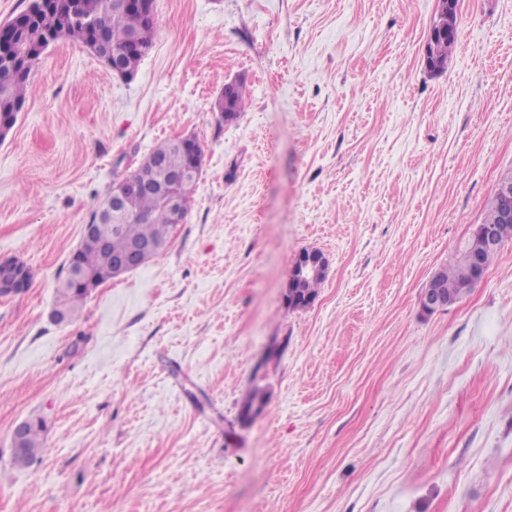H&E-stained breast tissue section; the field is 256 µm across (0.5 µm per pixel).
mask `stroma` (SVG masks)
Masks as SVG:
<instances>
[{
  "mask_svg": "<svg viewBox=\"0 0 512 512\" xmlns=\"http://www.w3.org/2000/svg\"><path fill=\"white\" fill-rule=\"evenodd\" d=\"M154 8L133 81L58 41L0 140V259L33 273L0 295V512H512V243L419 304L512 171V0H457L437 72V0ZM178 136L203 163L168 249L55 322L91 213ZM312 248L328 272L289 310ZM32 417L45 447L18 468ZM440 3V12L437 22L432 25L428 35V42L432 41L438 34H442L444 31L443 27V18L447 16L448 13V23L446 22V26L448 29H455L456 27V6L457 0H439ZM457 41V37L448 38V32L443 34L441 37H436L431 43H429L427 47V60L431 57L434 59L441 68H443L447 62L448 58H450L453 50L455 48V44ZM429 69L432 71L438 70L437 63H434L430 60L427 61ZM216 107L219 112H229L232 114L234 120H237L244 111L245 107V86L244 83L239 81L232 88L230 93L224 98V94L216 102ZM327 270L328 259L324 253H300L291 268L288 278V286L285 289L284 294H293V289L296 288V283L298 280L304 279L306 277L326 275ZM29 420L30 423L25 420L18 424L12 434V447L17 448L26 432L21 445V448L24 449L13 452L12 456L13 464L19 468L30 466L40 456L45 445L47 431L45 421L42 418Z\"/></svg>",
  "mask_w": 512,
  "mask_h": 512,
  "instance_id": "35a3bbf8",
  "label": "stroma"
}]
</instances>
